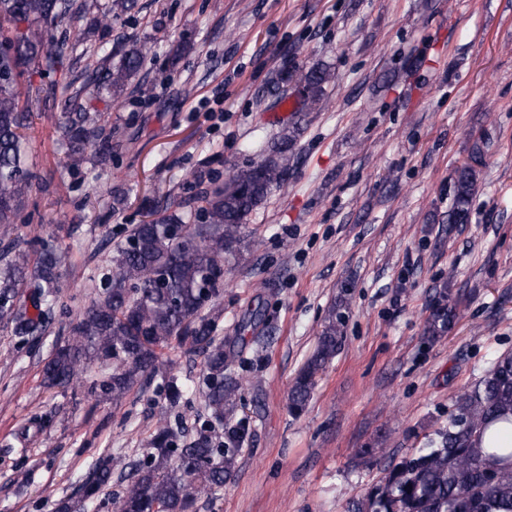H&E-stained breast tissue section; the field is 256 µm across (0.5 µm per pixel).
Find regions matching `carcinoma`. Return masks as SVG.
<instances>
[{"instance_id": "obj_1", "label": "carcinoma", "mask_w": 512, "mask_h": 512, "mask_svg": "<svg viewBox=\"0 0 512 512\" xmlns=\"http://www.w3.org/2000/svg\"><path fill=\"white\" fill-rule=\"evenodd\" d=\"M72 10L69 0H0V226L22 220L24 200L34 176L26 164L28 118L39 93L22 87L25 70L65 66L62 47L51 25ZM152 47L135 45L116 69L86 74L76 94L92 95L107 87L117 94L136 76ZM286 82L302 87L296 111L309 112L322 102L330 72L322 66L287 71ZM68 165L89 160L88 150L109 149L112 131L97 112H63L57 121ZM294 137L282 136L264 156L234 171L224 183L201 195L202 222L173 211L135 224L112 251L100 274L95 297L58 342L43 368L52 386L78 381L95 363L112 371L92 383L90 393L120 408L135 389L147 386L177 351L202 358L197 390L206 419L193 438L185 427L161 415L142 457L120 475L122 491L113 498L115 512H196L198 500H213L237 475L238 461L252 435L251 417L240 412L243 366L240 355L225 349L221 313L214 309L224 293L230 259L248 250L242 224L271 191L284 183ZM483 164L476 144L455 171L448 223L466 224ZM62 256L48 242L31 251L0 253V323L21 338L39 335L59 302ZM31 288L28 301L17 288ZM456 320L449 289L432 298L424 336L435 341ZM345 304L331 307L313 353L295 377L288 396L290 412L307 407L318 378L343 342ZM166 409L188 402V389L174 374L162 379ZM512 352L496 358L490 369L460 392L448 425L428 437L424 447L383 470L351 512H512ZM112 483V459L100 458L79 485L82 500L96 501Z\"/></svg>"}]
</instances>
